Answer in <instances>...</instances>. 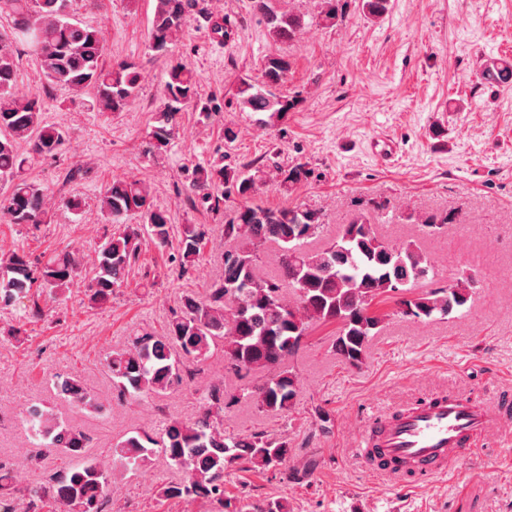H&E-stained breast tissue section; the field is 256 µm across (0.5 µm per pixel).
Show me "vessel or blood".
I'll list each match as a JSON object with an SVG mask.
<instances>
[{
    "label": "vessel or blood",
    "instance_id": "vessel-or-blood-1",
    "mask_svg": "<svg viewBox=\"0 0 512 512\" xmlns=\"http://www.w3.org/2000/svg\"><path fill=\"white\" fill-rule=\"evenodd\" d=\"M512 430V412L496 400L443 393L395 413L377 412L353 445L360 463L383 478L445 473L488 436Z\"/></svg>",
    "mask_w": 512,
    "mask_h": 512
}]
</instances>
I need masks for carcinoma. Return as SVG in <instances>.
<instances>
[{"instance_id": "obj_1", "label": "carcinoma", "mask_w": 512, "mask_h": 512, "mask_svg": "<svg viewBox=\"0 0 512 512\" xmlns=\"http://www.w3.org/2000/svg\"><path fill=\"white\" fill-rule=\"evenodd\" d=\"M68 2L0 0V16L13 19L10 28L0 30V214L11 224L47 223L55 200L43 186L21 178L20 171L28 161L58 154L66 142L63 129L45 122L44 101L12 92L17 47H27L36 57L49 85L93 91L92 106L99 112H121L139 92L138 66L128 61L104 65L98 31L72 19ZM275 2L253 0L252 7L269 35L289 40L301 28L302 17L279 10ZM197 6V0H155L153 51H167ZM289 69L288 60L273 56L265 62L261 81L240 79L235 93L239 108L264 112L261 123L276 125L292 103L272 88L285 81ZM191 104L199 109L200 120L212 117L213 106L198 99L194 71L181 62L170 65L148 153H159L171 144L179 115ZM264 177L265 170L254 161L239 166L197 164L184 170L185 197L191 207L217 215L225 200L250 197ZM99 203L113 223L136 214L146 223L125 224L105 238L88 279L79 257L70 252L47 259L14 252L0 260L1 310L18 308L29 319H41L46 316L41 293L63 295L78 284L91 305H105L138 262L142 247L169 244L172 225L165 212L153 208L143 182L115 180ZM407 220L431 236L460 223L454 212L410 215ZM322 228L320 214L298 207L245 204L227 215L223 235L232 246L220 253L223 275L200 291L184 294L161 331L131 336L124 347L108 351L103 358L117 399L192 388L196 417H171L157 432H138L103 455L92 450V438L84 428L34 408L27 416L29 431L40 447L54 450L57 460L45 465V478L39 483L19 485L13 462L0 459V512H15L17 494L26 500V512H112V459L126 470L135 469L159 451L184 472L179 482L159 484L157 496L163 501H197L205 512H288L283 498L245 506L225 496L227 466L235 463L248 471H268L288 460L292 446L288 438L265 430L226 433L224 414L247 400L268 416H287L297 398L290 359L313 329L334 326L336 355L358 367L388 317L370 310L371 302H391L396 312L405 316L410 310L418 321L445 318L467 304L475 283L471 270L462 268L448 282L415 294L411 292L415 281L433 271L420 246L413 242L390 246L370 217L362 214L339 225L324 246L306 247ZM207 242V225H182L176 253L171 255L181 274L195 265ZM269 242L279 247L278 270L263 275L260 267ZM217 354L224 359V377L202 389L195 387ZM57 387L89 415L104 407L77 373L64 377Z\"/></svg>"}]
</instances>
